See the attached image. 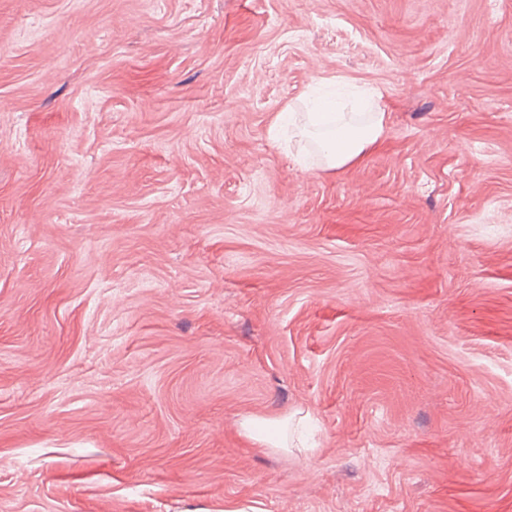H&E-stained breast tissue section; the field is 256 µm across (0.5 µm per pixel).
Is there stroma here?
Instances as JSON below:
<instances>
[{
    "instance_id": "stroma-1",
    "label": "stroma",
    "mask_w": 512,
    "mask_h": 512,
    "mask_svg": "<svg viewBox=\"0 0 512 512\" xmlns=\"http://www.w3.org/2000/svg\"><path fill=\"white\" fill-rule=\"evenodd\" d=\"M0 512H512V0H0ZM305 114L302 133L318 137L324 164L328 169H341L360 160L379 139L385 121V112H375L365 124L353 125L345 120L346 113L335 112L334 105H323L315 112ZM324 138L327 141L323 143ZM271 424L264 419L253 416H244L240 420L242 433L254 442L265 448H288L282 436H269L266 431Z\"/></svg>"
}]
</instances>
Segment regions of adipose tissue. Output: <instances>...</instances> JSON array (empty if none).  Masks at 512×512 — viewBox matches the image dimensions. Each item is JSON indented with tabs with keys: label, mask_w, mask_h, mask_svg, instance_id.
<instances>
[{
	"label": "adipose tissue",
	"mask_w": 512,
	"mask_h": 512,
	"mask_svg": "<svg viewBox=\"0 0 512 512\" xmlns=\"http://www.w3.org/2000/svg\"><path fill=\"white\" fill-rule=\"evenodd\" d=\"M384 121V113L377 112L365 124L354 125L334 106L323 105L306 113L303 130L321 138L320 150L326 168L341 169L360 160L377 142Z\"/></svg>",
	"instance_id": "obj_1"
}]
</instances>
